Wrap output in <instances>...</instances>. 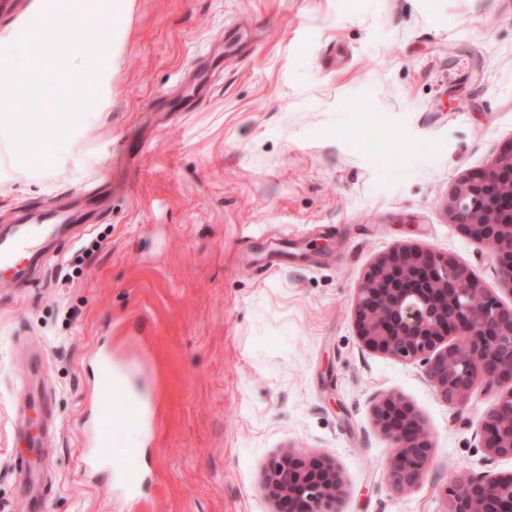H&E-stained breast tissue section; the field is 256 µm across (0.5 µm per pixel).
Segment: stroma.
Listing matches in <instances>:
<instances>
[{
	"mask_svg": "<svg viewBox=\"0 0 512 512\" xmlns=\"http://www.w3.org/2000/svg\"><path fill=\"white\" fill-rule=\"evenodd\" d=\"M111 90L50 174L0 165V227L111 184L89 224L0 276V512H275L282 454L333 459L341 512H446L451 479L512 472L479 446L496 400L442 402L422 369L366 349L368 266L400 243L467 265L502 303L494 252L448 193L512 140V0H124ZM149 419L112 420L137 499L88 476L105 377ZM423 419L433 463L385 478L373 407Z\"/></svg>",
	"mask_w": 512,
	"mask_h": 512,
	"instance_id": "35a3bbf8",
	"label": "stroma"
}]
</instances>
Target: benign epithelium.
<instances>
[{
    "label": "benign epithelium",
    "instance_id": "1",
    "mask_svg": "<svg viewBox=\"0 0 512 512\" xmlns=\"http://www.w3.org/2000/svg\"><path fill=\"white\" fill-rule=\"evenodd\" d=\"M447 211L466 236L495 244L499 281L512 289V140L489 165L453 186ZM355 319L367 348L419 365L447 404H465L481 385L500 390L479 445L493 459H512V307L468 266L400 244L364 273ZM373 420L397 445L387 481L396 489L414 487L431 460L419 415L401 398L387 396L374 407ZM262 491L278 512H340L344 484L333 460L288 452L271 462ZM442 493L449 512H512V473L474 475L448 483Z\"/></svg>",
    "mask_w": 512,
    "mask_h": 512
}]
</instances>
